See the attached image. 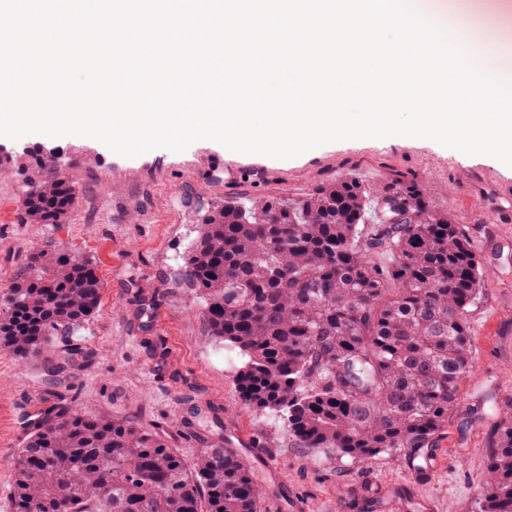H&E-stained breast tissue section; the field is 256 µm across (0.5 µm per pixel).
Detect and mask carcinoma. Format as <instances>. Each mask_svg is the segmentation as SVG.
<instances>
[{"label": "carcinoma", "mask_w": 512, "mask_h": 512, "mask_svg": "<svg viewBox=\"0 0 512 512\" xmlns=\"http://www.w3.org/2000/svg\"><path fill=\"white\" fill-rule=\"evenodd\" d=\"M23 190L29 224H66L78 194L59 155L38 149ZM210 336L241 360L245 408L302 447L369 463L431 448L472 370L468 309L482 261L464 226L416 184L381 194L347 175L290 203L224 200L184 258ZM92 260L36 247L0 307V350L51 356L61 325L98 309ZM11 463L15 512H260L267 494L239 452L202 440L188 458L124 418L55 394ZM478 512H512V415L490 423Z\"/></svg>", "instance_id": "carcinoma-1"}]
</instances>
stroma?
I'll list each match as a JSON object with an SVG mask.
<instances>
[{
  "instance_id": "stroma-1",
  "label": "stroma",
  "mask_w": 512,
  "mask_h": 512,
  "mask_svg": "<svg viewBox=\"0 0 512 512\" xmlns=\"http://www.w3.org/2000/svg\"><path fill=\"white\" fill-rule=\"evenodd\" d=\"M39 147L60 149L76 187L79 205L69 223L20 220L19 190L34 174L29 153ZM0 149L12 154L14 166L0 177V288L10 286L33 244L46 240L91 259L105 284L80 331L88 357L51 374L41 361L0 351V512H14L7 461L49 391L89 414L156 431L189 457L205 436L189 407H219L218 440L236 433L275 442L273 462L285 490L267 496L261 512H355L351 498L369 484L384 496L385 512H475L487 421L512 409V167L431 140L339 141L292 159L230 155L209 140L133 158L94 139L0 137ZM346 174L369 185L395 176L416 180L464 225L483 263V290L468 315L474 368L436 442L429 475L409 469L401 453L367 464L327 461L300 447L277 419L248 412L234 384L239 359L209 335L184 276L182 256L206 210L241 196L292 201Z\"/></svg>"
}]
</instances>
